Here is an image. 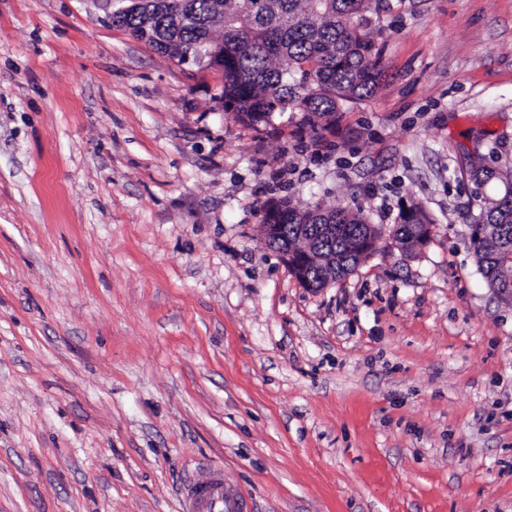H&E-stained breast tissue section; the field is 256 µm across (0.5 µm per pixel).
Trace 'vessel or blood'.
<instances>
[{"instance_id":"1","label":"vessel or blood","mask_w":512,"mask_h":512,"mask_svg":"<svg viewBox=\"0 0 512 512\" xmlns=\"http://www.w3.org/2000/svg\"><path fill=\"white\" fill-rule=\"evenodd\" d=\"M181 512H252V505L245 493L227 490L222 470L211 467L187 481Z\"/></svg>"}]
</instances>
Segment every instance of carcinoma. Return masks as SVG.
<instances>
[{
    "mask_svg": "<svg viewBox=\"0 0 512 512\" xmlns=\"http://www.w3.org/2000/svg\"><path fill=\"white\" fill-rule=\"evenodd\" d=\"M377 0H140L118 7L112 26L128 32L172 61L185 54L203 57L202 65L224 79V111L251 127L267 125L277 112H302L305 121L327 118L351 100L374 93L385 75L379 48L367 37L365 14ZM223 31L213 37L214 28ZM482 185L496 178L503 186L497 198L485 200L474 224H488L490 236L474 242L478 270L489 288L512 298V267L500 263L512 249V169L481 166L471 171ZM266 206L262 223L340 224L336 256L342 279L358 267L360 241L353 233L367 223L361 210L348 207L302 209L286 197ZM403 224H428L416 203L400 213Z\"/></svg>",
    "mask_w": 512,
    "mask_h": 512,
    "instance_id": "carcinoma-1",
    "label": "carcinoma"
}]
</instances>
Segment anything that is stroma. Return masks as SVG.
Returning <instances> with one entry per match:
<instances>
[{"label": "stroma", "mask_w": 512, "mask_h": 512, "mask_svg": "<svg viewBox=\"0 0 512 512\" xmlns=\"http://www.w3.org/2000/svg\"><path fill=\"white\" fill-rule=\"evenodd\" d=\"M386 77L308 124L100 0H0V512H180L201 463L253 512H512V304L468 224L512 168V0H383ZM418 203L313 291L262 208Z\"/></svg>", "instance_id": "stroma-1"}]
</instances>
